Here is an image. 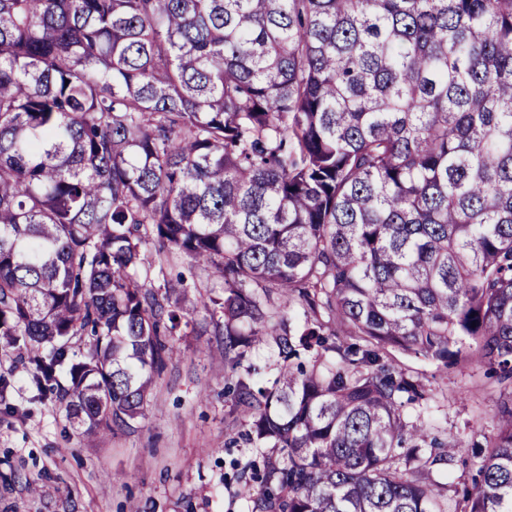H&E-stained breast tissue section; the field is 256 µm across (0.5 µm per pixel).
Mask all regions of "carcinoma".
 Instances as JSON below:
<instances>
[{
	"mask_svg": "<svg viewBox=\"0 0 512 512\" xmlns=\"http://www.w3.org/2000/svg\"><path fill=\"white\" fill-rule=\"evenodd\" d=\"M147 245L224 280L249 512H444L391 350L499 372L459 512H512V0H0V340L84 435L189 325Z\"/></svg>",
	"mask_w": 512,
	"mask_h": 512,
	"instance_id": "obj_1",
	"label": "carcinoma"
}]
</instances>
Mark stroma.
Instances as JSON below:
<instances>
[{
  "label": "stroma",
  "instance_id": "1",
  "mask_svg": "<svg viewBox=\"0 0 512 512\" xmlns=\"http://www.w3.org/2000/svg\"><path fill=\"white\" fill-rule=\"evenodd\" d=\"M149 262L163 266L153 287L184 280L190 324L174 344L178 357L156 375L144 415L130 428L86 443L54 395L38 396L16 352L0 345V376L10 382L14 414H0V512H247L234 477L237 461L257 458L242 434L246 422L224 388L232 377L220 337L200 296L220 298L224 283L207 264L182 254ZM390 361L418 387L408 420L428 417L438 438L466 446L433 471L444 512H457L472 487L478 460L471 446L497 432L501 386L488 366H450L400 351Z\"/></svg>",
  "mask_w": 512,
  "mask_h": 512
}]
</instances>
